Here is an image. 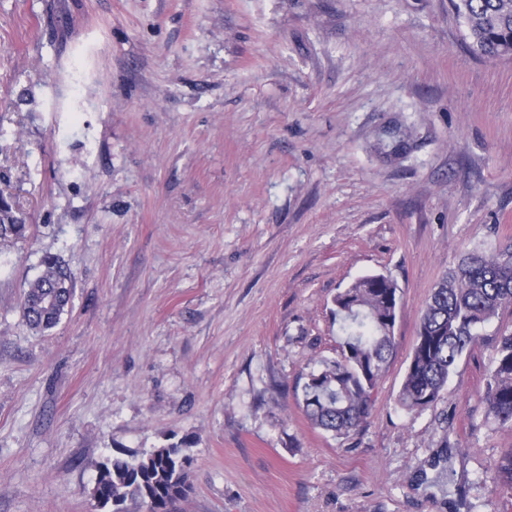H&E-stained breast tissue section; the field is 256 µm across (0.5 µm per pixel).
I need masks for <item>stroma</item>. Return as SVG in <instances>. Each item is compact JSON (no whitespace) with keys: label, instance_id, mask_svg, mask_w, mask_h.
Wrapping results in <instances>:
<instances>
[{"label":"stroma","instance_id":"35a3bbf8","mask_svg":"<svg viewBox=\"0 0 512 512\" xmlns=\"http://www.w3.org/2000/svg\"><path fill=\"white\" fill-rule=\"evenodd\" d=\"M465 34L450 0H0V192L30 226L0 240V512H97L104 456L171 444L183 512H512L489 346L395 404L432 289L512 237V59ZM49 256L75 290L37 333ZM368 274L401 290L395 349L335 438L301 377ZM40 276L24 292L23 315L30 328L45 331L54 327L72 297L70 270L57 258L46 257Z\"/></svg>","mask_w":512,"mask_h":512}]
</instances>
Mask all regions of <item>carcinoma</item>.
<instances>
[{
    "label": "carcinoma",
    "instance_id": "1",
    "mask_svg": "<svg viewBox=\"0 0 512 512\" xmlns=\"http://www.w3.org/2000/svg\"><path fill=\"white\" fill-rule=\"evenodd\" d=\"M450 3L466 25L474 54L498 60L512 53V0ZM27 231L23 214L1 199L0 239H24ZM71 297L70 270L46 258L42 274L24 292L27 324L38 331L54 327ZM400 302L397 283L383 274L363 276L337 291L332 314L344 321L340 351L320 360L302 386L303 411L314 427L347 437L365 423L394 349ZM511 306L512 239L466 252L425 304L396 404L419 413L440 401L458 361L485 343L480 329ZM492 349L488 412L499 427L512 430V332H497ZM192 462L178 444L140 455H109L97 464L91 496L100 509L112 512H129L132 505L182 512ZM491 479L512 491V454L496 462Z\"/></svg>",
    "mask_w": 512,
    "mask_h": 512
}]
</instances>
